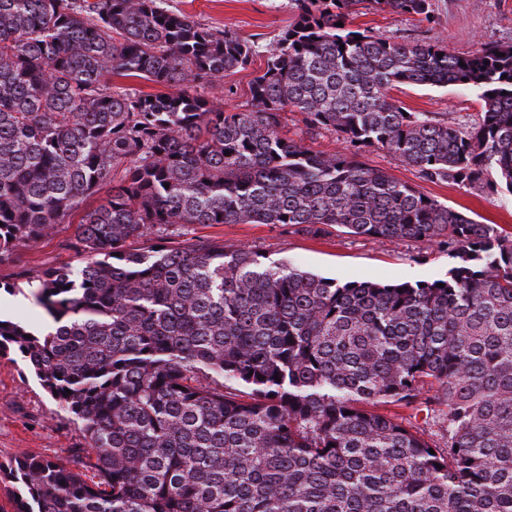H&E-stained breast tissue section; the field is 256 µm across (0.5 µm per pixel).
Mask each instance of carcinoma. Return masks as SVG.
<instances>
[{
  "mask_svg": "<svg viewBox=\"0 0 512 512\" xmlns=\"http://www.w3.org/2000/svg\"><path fill=\"white\" fill-rule=\"evenodd\" d=\"M363 3L432 7L293 0L263 47L164 0H0V262L74 218L79 261L37 279L53 330L0 319V354L85 432L64 463L10 462L14 512H512V234L356 159L512 194V45L336 26ZM261 55L248 108L203 94ZM400 84L465 86L484 112H409ZM287 112L350 152L282 135ZM175 224L333 228L455 262L341 283L222 241L133 247ZM378 403L443 408L441 443Z\"/></svg>",
  "mask_w": 512,
  "mask_h": 512,
  "instance_id": "cac0c4a2",
  "label": "carcinoma"
}]
</instances>
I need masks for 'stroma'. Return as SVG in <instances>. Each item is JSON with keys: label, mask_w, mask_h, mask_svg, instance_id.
Wrapping results in <instances>:
<instances>
[{"label": "stroma", "mask_w": 512, "mask_h": 512, "mask_svg": "<svg viewBox=\"0 0 512 512\" xmlns=\"http://www.w3.org/2000/svg\"><path fill=\"white\" fill-rule=\"evenodd\" d=\"M166 6L263 44L273 43L295 14L292 0H166ZM350 26L398 41L439 38L454 53L467 55L484 44H512V0H432L428 20L365 9L351 16ZM263 65L259 58L226 73L219 105L227 110L246 108L252 80ZM392 95L408 111L428 112L465 128L474 124L482 110L477 94L459 86L403 85ZM361 160L479 223L497 224L512 232L510 194L424 181L415 168L381 149H370ZM74 233V225H56L48 237L21 249L14 260L0 263V317L24 322L34 331L46 326L48 318L25 280L49 267H77L78 259L67 247ZM166 237L176 244L209 239L228 246L246 245L269 260L341 282L433 281L447 278L453 264L446 251L423 242L376 241L336 231L316 236L276 224H186L168 229ZM83 443L80 423L43 389L25 361L13 353L0 357V463L27 455L63 463L71 449Z\"/></svg>", "instance_id": "1"}]
</instances>
